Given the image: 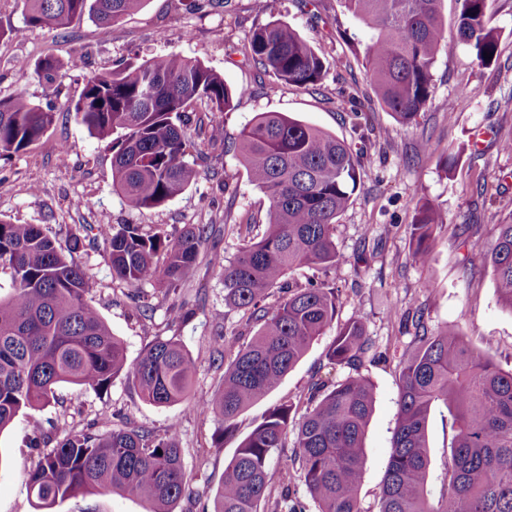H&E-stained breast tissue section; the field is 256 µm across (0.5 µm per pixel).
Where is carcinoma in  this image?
Returning a JSON list of instances; mask_svg holds the SVG:
<instances>
[{"mask_svg": "<svg viewBox=\"0 0 512 512\" xmlns=\"http://www.w3.org/2000/svg\"><path fill=\"white\" fill-rule=\"evenodd\" d=\"M146 0H24L26 23L60 28L89 14L110 26L140 10ZM367 38L353 46L363 57L380 105L410 126L431 102L437 57L468 45L479 65L490 66L501 38L491 26V0H457L455 31H447L441 0H338ZM245 52L282 85L317 89L326 74L323 58L288 23L255 28ZM492 58H484V53ZM62 68L52 56L34 73L51 79ZM247 89L178 53L128 62L86 79L79 100L67 111L112 150L113 187L136 209L158 208L195 178L187 161L197 144L188 128L189 106L201 101L222 112ZM56 113L29 102L24 92L0 98V156L18 154L37 141ZM251 182L269 201L262 237L246 233L239 256L224 267L226 298L260 323L249 342L224 363L227 339L215 340L212 362L224 366L221 387L194 399L195 359L177 342L157 339L139 360L127 362L121 341L87 301L94 286L89 268L74 255L103 242L112 276L130 286L125 296L142 311L138 286L159 281L162 300L178 291L208 240L210 225L185 226L179 234L145 231L136 225L70 230L62 252L38 224L0 220V269L12 291L0 297V432L21 413L57 402L56 387L71 383L98 395L122 376L147 402L186 404L218 422L216 434L236 427L238 415L272 392L334 324L337 296L330 276L347 259L333 240L340 215L352 203L362 167L360 154L336 136L281 112H262L234 143ZM444 224L441 210L418 203L412 224L411 259L430 261L429 241ZM94 237H89L90 231ZM502 307L512 312V222L496 225L487 252ZM302 266L324 278L291 282ZM424 312L415 319L422 334L403 360L397 426L382 480L377 512H512V369L495 366L472 348L456 327L434 334ZM372 344L362 319L336 326L328 364L353 373L336 382L317 379L299 405L268 409L224 468L211 512H307L301 485L318 512H365L359 498L363 438L374 404V386L360 372ZM448 409L453 432L443 462L441 487L431 485L428 420L438 405ZM178 424L158 436L142 427L104 433L68 424L52 436L33 438L42 449L27 474L36 512H52L72 496L126 492L149 504L148 512H173L192 494L178 444ZM293 436L299 468L275 475L272 453ZM278 482L280 492L270 487Z\"/></svg>", "mask_w": 512, "mask_h": 512, "instance_id": "cac0c4a2", "label": "carcinoma"}]
</instances>
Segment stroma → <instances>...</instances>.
Returning <instances> with one entry per match:
<instances>
[{
	"instance_id": "obj_1",
	"label": "stroma",
	"mask_w": 512,
	"mask_h": 512,
	"mask_svg": "<svg viewBox=\"0 0 512 512\" xmlns=\"http://www.w3.org/2000/svg\"><path fill=\"white\" fill-rule=\"evenodd\" d=\"M190 3L147 0L139 12L109 28L83 17L49 29L27 26L23 0H0V98L21 91L30 102L52 103L59 110L38 141L22 153L0 157V219L42 225L61 248L77 224H137L170 233L188 224L210 225L195 265L171 297L192 311L181 320H172L164 304L149 316L139 315L123 295L124 284L113 280L103 246L75 256L94 276L87 299L122 341L128 362H136L155 338L177 339L198 362L195 396L204 399L223 380V368L210 358L217 334H226L230 358L259 328L225 301L220 271L238 256L239 225L251 224L256 236L264 232L268 199L238 156L218 144L204 146L202 157L191 158L196 176L183 193L156 209L133 208L112 189L111 150L70 118L66 107L78 101L92 74L176 51L219 72L228 84L250 88V95L227 112L201 103L191 107L203 119L222 122L227 139L237 138L257 114L281 112L351 144L363 155L364 167L334 235L337 250L352 258L336 271V318H361L378 356L362 368L374 385L375 406L364 435L360 485L364 512H377L397 425L399 373L415 334L404 315L423 309L429 331L458 327L499 368L512 369V313L501 307L492 265L479 250L492 240L495 225L512 221V152L501 148L512 141V0L492 4V24L501 33L497 61L479 66L465 45L453 55H439L433 99L409 127L396 122L375 98L347 41L363 30L341 14L336 0H318L314 8L297 0H232L227 7L206 5L196 11ZM274 20L295 28L324 59L327 72L320 88L271 90L270 76L245 61L242 50L254 27ZM47 55L63 64L53 80L18 72V61L33 64ZM425 141L431 153L420 152ZM64 145L69 156L63 162L59 149ZM451 152L458 159L448 172L442 160ZM422 198L438 206L446 222L435 233L428 265L418 266L410 258L411 224ZM335 336V328H328L273 392L239 415L235 432L220 443L214 440V418L182 404L145 403L124 378H117L105 395L76 384L58 386L56 404L33 418L18 415L0 433V512H35L26 484L38 460L30 446L35 433L64 422L104 432L128 420L161 434L174 419L195 491L174 512H202L213 501L225 464L270 407L298 402L316 378L338 381L349 375V368L327 363ZM147 510L140 498L118 492L79 495L55 507V512Z\"/></svg>"
}]
</instances>
